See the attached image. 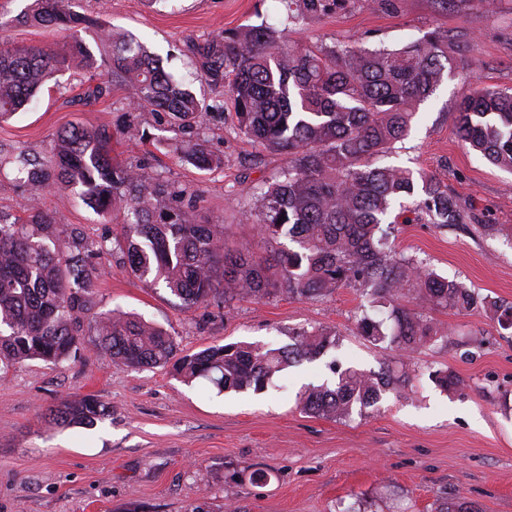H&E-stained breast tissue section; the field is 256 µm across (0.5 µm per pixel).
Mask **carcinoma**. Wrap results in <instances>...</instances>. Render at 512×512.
<instances>
[{
    "mask_svg": "<svg viewBox=\"0 0 512 512\" xmlns=\"http://www.w3.org/2000/svg\"><path fill=\"white\" fill-rule=\"evenodd\" d=\"M297 5L288 18L330 11L345 0H283ZM18 21L68 33L59 50L0 44V118L23 110L54 74L76 62L97 60L79 35L96 20L71 9L69 0H32ZM108 80L90 96L125 86L134 112H166L175 134L191 135L210 114H224V99L199 101L147 46L131 33H103ZM200 72L211 85L227 88L238 133L270 152L288 156L279 177L257 195L245 219L264 239L289 246L267 257L250 247L225 248L224 226L202 224L199 197L140 165L112 162V132L71 125L56 137L47 160L19 152L0 159L13 178L0 188L25 187L32 204L25 222L0 215V372L26 360L60 365L81 343L87 296L99 276L96 259L111 251L80 229L60 231L35 200L58 183L79 188L90 208L121 219L116 245H125L128 271L145 282H161L170 295L192 307L236 299H263L286 292L316 297L346 285L389 310L392 325L367 313L358 319L362 336L404 355L437 341L443 330L419 308L470 311L478 307L512 328V306L477 297L459 282L416 259L398 255L386 224L395 203L411 200L427 222L461 224L465 214L448 187L423 171L381 166L375 159L406 137L416 105L454 70L448 37L435 29L400 49L363 46L299 47L288 31L265 22L222 38L190 42ZM457 134L493 166L512 172V92L483 88L459 104ZM201 170L224 166L205 141L175 147ZM412 293L414 308L401 304ZM98 346L113 363L132 367L172 365L184 378L203 379L219 391H262L287 366L315 360L336 348L325 328L296 333L281 349L250 343L211 345L178 355L174 337L162 327L119 311L94 318ZM334 385L311 384L301 410L334 420L375 406L383 394L402 391L405 374L333 370ZM434 382L457 390L460 380L436 370ZM109 413L93 397L67 400L49 409L59 426H92Z\"/></svg>",
    "mask_w": 512,
    "mask_h": 512,
    "instance_id": "1",
    "label": "carcinoma"
}]
</instances>
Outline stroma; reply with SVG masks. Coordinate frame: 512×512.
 <instances>
[{"label": "stroma", "mask_w": 512, "mask_h": 512, "mask_svg": "<svg viewBox=\"0 0 512 512\" xmlns=\"http://www.w3.org/2000/svg\"><path fill=\"white\" fill-rule=\"evenodd\" d=\"M76 11L98 22L81 37L100 54L101 30L136 35L167 71L189 81L197 98L212 103L217 89L196 80L192 40L231 34L286 20L284 0H74ZM25 0H0V42L56 48L63 36L18 24ZM440 30L462 45L457 67L417 105L408 136L384 164L440 178L463 205L464 223L436 227L422 221L394 226L397 251L458 280L478 296L512 305V173L489 165L456 135L457 108L470 91L512 89V0L484 9L446 10L436 0H347L344 7L306 18L292 38L301 45H385L400 48ZM105 69L75 65L48 81L26 111L0 122V152L47 156L61 129L107 127L112 157L140 165L197 193L200 219L224 225L226 244L251 245L268 255L254 210V189L274 181L286 155L239 136L232 104L200 134L224 166L201 171L181 160L163 112H132L128 89L86 98L105 81ZM145 131L130 142L124 129ZM43 209L61 228H82L93 240L114 238L119 224L83 204L75 189L44 193ZM121 250L99 261L84 336L69 361L15 365L0 378V512H440L462 496L480 512H512V328L483 309L458 313L429 308L428 319L446 334L408 356L359 333L367 298L351 286L316 298L281 293L216 306L186 307L162 285L139 280ZM121 309L163 326L181 354L214 344L252 342L279 348L294 333L322 327L336 332V350L284 370L262 392H218L192 383L172 366L119 367L97 346L91 319ZM406 371L404 395L387 392L377 407L349 420L305 414L298 398L308 384L332 379L333 368ZM445 369L461 389L441 391L432 373ZM94 397L107 416L91 427H57L48 408ZM264 478L256 482L254 471Z\"/></svg>", "instance_id": "1"}]
</instances>
